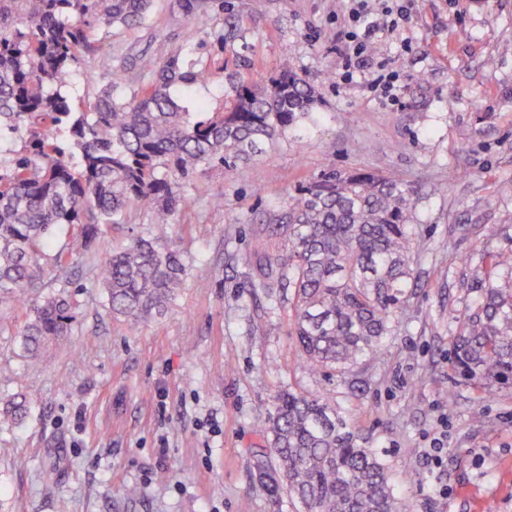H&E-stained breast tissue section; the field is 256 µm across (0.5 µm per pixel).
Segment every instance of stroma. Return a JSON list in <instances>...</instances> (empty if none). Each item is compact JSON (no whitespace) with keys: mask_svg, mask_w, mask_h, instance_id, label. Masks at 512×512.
<instances>
[{"mask_svg":"<svg viewBox=\"0 0 512 512\" xmlns=\"http://www.w3.org/2000/svg\"><path fill=\"white\" fill-rule=\"evenodd\" d=\"M196 2L189 12L185 0H154L140 26L111 28L66 90L72 109L85 111L113 73L127 77L121 96L150 80L160 42L192 44L215 73L173 87L187 111H223L233 79L263 86L284 61L320 104L277 150L187 182L168 242L190 271L162 315L113 317L93 273L147 232L139 209L72 259L66 342L31 360L20 314L0 312V404L29 400L23 422L0 424V512H296L257 469L288 388L330 397L384 458L407 512H512V390L478 400L448 355L484 244L512 249L510 236L485 237L488 225L512 226V199L496 193L512 181V0H417L402 32L411 51L394 39L372 49L404 78L399 109L336 79L345 0ZM330 166L400 170L419 197L415 286L392 336L345 385L305 368L286 313H267L252 285L274 246L256 227Z\"/></svg>","mask_w":512,"mask_h":512,"instance_id":"1","label":"stroma"}]
</instances>
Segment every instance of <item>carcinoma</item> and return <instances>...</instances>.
<instances>
[{"mask_svg": "<svg viewBox=\"0 0 512 512\" xmlns=\"http://www.w3.org/2000/svg\"><path fill=\"white\" fill-rule=\"evenodd\" d=\"M151 9L152 0H0V138L26 131L23 149H0V311L39 294L20 333L32 357L70 335L71 259L134 206L155 234L113 250L96 279L116 318L164 312L189 269L166 236L185 182L205 165L232 168L275 147L319 104L284 63L260 88L237 82L223 112H185L171 88L207 84L211 68L186 61L191 44L174 52L161 43L153 80L126 98L114 93L116 75L88 111H71L63 90L81 54L103 30L139 25ZM417 224L415 189L402 174L330 167L260 225L281 247L259 263L255 287L288 312L308 371L344 378L392 334L414 279ZM64 226L68 241L42 262ZM50 275L59 290L45 293ZM469 288L449 360L481 401L512 386V250L483 249ZM26 414V400L14 398L0 419ZM265 433L275 463H260L262 486L273 497L287 492L297 512H405L386 461L326 395L279 393Z\"/></svg>", "mask_w": 512, "mask_h": 512, "instance_id": "1", "label": "carcinoma"}]
</instances>
